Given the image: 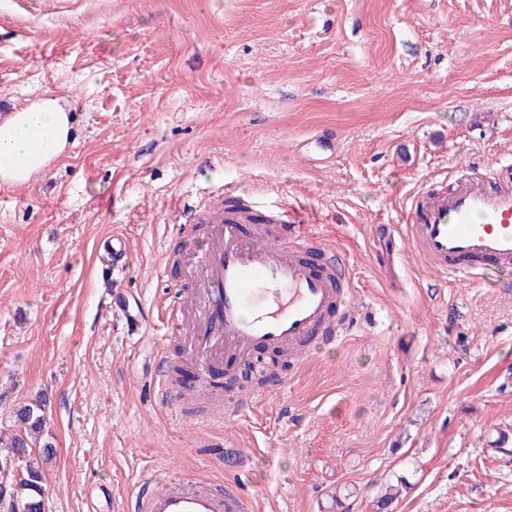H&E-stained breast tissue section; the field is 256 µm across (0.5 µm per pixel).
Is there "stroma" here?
<instances>
[{
    "label": "stroma",
    "mask_w": 512,
    "mask_h": 512,
    "mask_svg": "<svg viewBox=\"0 0 512 512\" xmlns=\"http://www.w3.org/2000/svg\"><path fill=\"white\" fill-rule=\"evenodd\" d=\"M47 91L75 140L0 189V434L44 400L46 512H124L145 470L233 478L257 512H379L401 479L388 512H512V290L440 280L397 231L418 190L512 166V0H0V116ZM221 188L319 231L357 323L207 423L159 401L178 341L112 293L174 309L182 269L159 260Z\"/></svg>",
    "instance_id": "stroma-1"
}]
</instances>
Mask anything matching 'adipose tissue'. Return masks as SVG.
I'll list each match as a JSON object with an SVG mask.
<instances>
[{
	"label": "adipose tissue",
	"mask_w": 512,
	"mask_h": 512,
	"mask_svg": "<svg viewBox=\"0 0 512 512\" xmlns=\"http://www.w3.org/2000/svg\"><path fill=\"white\" fill-rule=\"evenodd\" d=\"M70 108L47 92L0 119V188L31 183L67 152L74 134Z\"/></svg>",
	"instance_id": "1"
}]
</instances>
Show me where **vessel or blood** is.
Masks as SVG:
<instances>
[{
    "instance_id": "obj_1",
    "label": "vessel or blood",
    "mask_w": 512,
    "mask_h": 512,
    "mask_svg": "<svg viewBox=\"0 0 512 512\" xmlns=\"http://www.w3.org/2000/svg\"><path fill=\"white\" fill-rule=\"evenodd\" d=\"M208 227L204 248L182 260L188 290L180 318L158 312L155 333L184 340L200 369L222 357L251 358L258 348L292 353L306 365L304 346L319 333H335L353 323L355 312L342 306L352 280L328 260L317 269L301 257L317 232L298 224L281 225L277 240L246 231L241 214L208 198L186 216ZM421 264L443 280L485 277V263L512 265V183L489 186L462 178L451 188L412 196L402 231ZM255 495L236 480L173 479L156 486L141 474L133 494L134 512H253Z\"/></svg>"
}]
</instances>
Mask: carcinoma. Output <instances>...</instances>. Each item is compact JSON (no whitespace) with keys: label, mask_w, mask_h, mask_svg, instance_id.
Segmentation results:
<instances>
[{"label":"carcinoma","mask_w":512,"mask_h":512,"mask_svg":"<svg viewBox=\"0 0 512 512\" xmlns=\"http://www.w3.org/2000/svg\"><path fill=\"white\" fill-rule=\"evenodd\" d=\"M15 433L0 448V459L10 458L23 468L10 483L0 487V512H44V467L56 457V448L45 441L37 445L34 435L43 433L45 404L39 399L15 410Z\"/></svg>","instance_id":"carcinoma-1"}]
</instances>
